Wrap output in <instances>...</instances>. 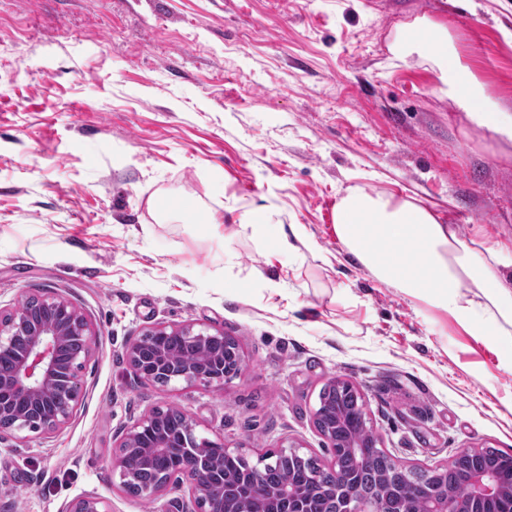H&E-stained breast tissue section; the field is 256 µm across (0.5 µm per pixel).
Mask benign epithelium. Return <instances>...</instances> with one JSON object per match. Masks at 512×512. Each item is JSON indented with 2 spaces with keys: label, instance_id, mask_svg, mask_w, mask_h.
I'll return each instance as SVG.
<instances>
[{
  "label": "benign epithelium",
  "instance_id": "7a95c632",
  "mask_svg": "<svg viewBox=\"0 0 512 512\" xmlns=\"http://www.w3.org/2000/svg\"><path fill=\"white\" fill-rule=\"evenodd\" d=\"M151 336L180 337L203 346L216 345L228 339L222 331L205 325L158 324L149 328L128 347L130 364L135 377L152 383L163 379L167 385L184 383L202 385L216 391L237 375L225 369L224 354L214 353L200 363L177 362L164 348L151 346ZM95 334L86 313L62 294L52 292L42 297L18 300L10 311L0 309V354L8 352L13 360L9 368L0 369V435L29 431L51 434L71 419L77 405L81 380L80 371L92 351ZM185 447H170L166 434L156 431V413L152 410L135 420L112 452V471L120 481L139 467L146 466L155 453L164 449L175 456L176 471L164 472L139 490L143 498L157 501L171 489L187 486L188 499L181 512H268L266 503L279 499L284 507L274 512H317L313 498L317 494L336 495V486L311 479L312 491L306 493L291 488H268L258 480L250 495L231 502L210 497L211 487L224 486V468L203 463L205 449L219 446L197 434V423L183 417ZM469 495L456 497L448 488L418 485L422 503L419 512H476L474 504L481 503L491 512H512V470H465ZM345 496L338 512H410L409 502L398 506L387 501L358 494L349 487V477L341 480ZM64 512H112L107 500L84 495L71 500Z\"/></svg>",
  "mask_w": 512,
  "mask_h": 512
}]
</instances>
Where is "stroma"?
Listing matches in <instances>:
<instances>
[{
    "mask_svg": "<svg viewBox=\"0 0 512 512\" xmlns=\"http://www.w3.org/2000/svg\"><path fill=\"white\" fill-rule=\"evenodd\" d=\"M0 0V302L61 292L97 334L71 420L0 439V512H177L129 495L112 449L174 408L250 462L296 443L331 378L363 396L378 445L433 470L461 448L512 454V346L387 287L346 254L347 187L429 207L512 259V144L389 46L447 23L463 65L512 109V0ZM181 207L157 212L161 196ZM263 207L317 251L284 254L240 218ZM157 323L233 337L223 390L138 381L128 344ZM64 512H112L107 500L93 495H84L71 500Z\"/></svg>",
    "mask_w": 512,
    "mask_h": 512,
    "instance_id": "35a3bbf8",
    "label": "stroma"
}]
</instances>
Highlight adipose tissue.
I'll use <instances>...</instances> for the list:
<instances>
[{
  "mask_svg": "<svg viewBox=\"0 0 512 512\" xmlns=\"http://www.w3.org/2000/svg\"><path fill=\"white\" fill-rule=\"evenodd\" d=\"M390 51L402 63L414 54L428 59L441 94L512 141V118L467 73L447 24L415 19L400 28ZM241 224L256 238L275 236L286 252L297 242L311 252L317 248L300 228L273 229L262 208L248 211ZM335 224L346 252L374 278L447 312L473 335L512 342V264L497 245L480 237L461 240L456 225L441 223L430 209L358 185L348 187L337 204Z\"/></svg>",
  "mask_w": 512,
  "mask_h": 512,
  "instance_id": "obj_1",
  "label": "adipose tissue"
}]
</instances>
